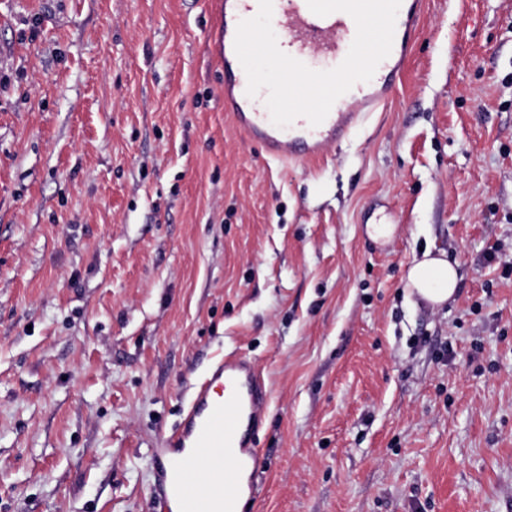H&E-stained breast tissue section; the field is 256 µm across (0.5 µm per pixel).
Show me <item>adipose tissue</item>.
<instances>
[{"mask_svg": "<svg viewBox=\"0 0 512 512\" xmlns=\"http://www.w3.org/2000/svg\"><path fill=\"white\" fill-rule=\"evenodd\" d=\"M457 283L458 273L454 263L446 255L435 256L427 251L409 268L406 286L409 294L440 306L453 297Z\"/></svg>", "mask_w": 512, "mask_h": 512, "instance_id": "1", "label": "adipose tissue"}]
</instances>
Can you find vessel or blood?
Returning a JSON list of instances; mask_svg holds the SVG:
<instances>
[{"instance_id": "vessel-or-blood-1", "label": "vessel or blood", "mask_w": 512, "mask_h": 512, "mask_svg": "<svg viewBox=\"0 0 512 512\" xmlns=\"http://www.w3.org/2000/svg\"><path fill=\"white\" fill-rule=\"evenodd\" d=\"M258 9V0H219L211 46L224 72V110L267 156L297 163L342 142L389 97L409 58L423 0H402L391 52L370 81L339 97L321 124L300 116L283 128L273 124L261 97L247 95V75L234 48L239 22ZM272 25L281 33L280 49L317 71L340 65L357 31L349 14L320 17L307 0H273ZM267 401L256 366L228 355L214 361L175 430L152 451L155 512H238L241 497L255 489L248 479L258 459L253 436Z\"/></svg>"}]
</instances>
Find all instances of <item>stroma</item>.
<instances>
[{"label":"stroma","mask_w":512,"mask_h":512,"mask_svg":"<svg viewBox=\"0 0 512 512\" xmlns=\"http://www.w3.org/2000/svg\"><path fill=\"white\" fill-rule=\"evenodd\" d=\"M211 25L0 0V512H154L149 450L228 354L269 391L251 512H512V0H424L304 164L225 114ZM458 273L455 264L445 252L432 256L427 250L422 259L415 260L408 270L406 288L409 295H416L432 306H441L451 299L456 291Z\"/></svg>","instance_id":"35a3bbf8"}]
</instances>
